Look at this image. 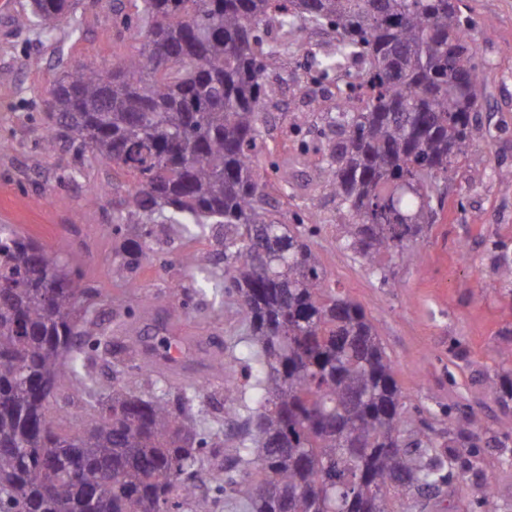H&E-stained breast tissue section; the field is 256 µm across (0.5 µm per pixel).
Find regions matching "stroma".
Wrapping results in <instances>:
<instances>
[{"instance_id": "1", "label": "stroma", "mask_w": 512, "mask_h": 512, "mask_svg": "<svg viewBox=\"0 0 512 512\" xmlns=\"http://www.w3.org/2000/svg\"><path fill=\"white\" fill-rule=\"evenodd\" d=\"M74 22L52 32L29 20L30 0L0 5V224L26 226L47 246H61L81 264L80 285L98 291L96 339L120 349L129 335L157 344L158 321L223 356L222 380L210 360L176 367L189 370L208 429L198 466L196 491L218 497L228 468H237L242 422L232 409L251 401L242 378L249 346L243 316L224 292V229L205 231L158 226L152 250L133 267H124L118 250L136 240L133 228L113 233L112 211L129 187L111 164L81 159L75 149L42 147L48 120L44 99L62 71L78 63L111 65L134 52L133 29L119 10L120 0H76ZM469 35L483 66V124L491 146L476 144L449 172L444 202L414 254H385L377 268L355 260L343 246V218L323 187L327 158L311 156L294 166L305 145L323 140L338 104L309 71L310 54L329 49L336 34L311 28L298 49L283 60L270 81L276 92L265 131L270 153L262 169L277 167L287 179L276 182L282 216H301L311 229L309 243L330 283L359 303L374 324L392 360L404 409L416 425L447 431L449 418L476 416L482 447L471 485L458 493L423 502L407 499L409 512H512V368L502 354L512 348V295L492 270V253L512 254V0H463ZM79 36H72V24ZM212 258L209 272L189 270L188 252ZM182 291L170 298L171 286ZM98 383L96 398L67 387L60 407L80 424L93 401H107L124 388L155 393V378L135 370V358L117 366L114 358L90 351ZM233 397H225V387ZM491 483L495 495L484 504L479 493Z\"/></svg>"}]
</instances>
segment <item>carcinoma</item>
Returning <instances> with one entry per match:
<instances>
[{
	"instance_id": "carcinoma-1",
	"label": "carcinoma",
	"mask_w": 512,
	"mask_h": 512,
	"mask_svg": "<svg viewBox=\"0 0 512 512\" xmlns=\"http://www.w3.org/2000/svg\"><path fill=\"white\" fill-rule=\"evenodd\" d=\"M35 25L72 21L75 0H30ZM137 51L73 67L49 90L48 151L80 142L133 188L112 230L224 225V288L246 319L254 392L223 490L247 512H397L405 497L467 484L472 421L448 441L405 415L390 357L362 307L333 288L303 225L271 207L263 129L270 71L295 37L329 27L322 78L350 72L330 122L325 188L345 216L344 249L376 267L403 254L443 203L448 172L481 140L480 67L458 0H129ZM277 25L280 42L267 39ZM494 268L512 286V257ZM73 262L0 224V512H215L195 493L201 421L188 396L112 391L77 428L51 412L69 385L94 395L95 335Z\"/></svg>"
}]
</instances>
